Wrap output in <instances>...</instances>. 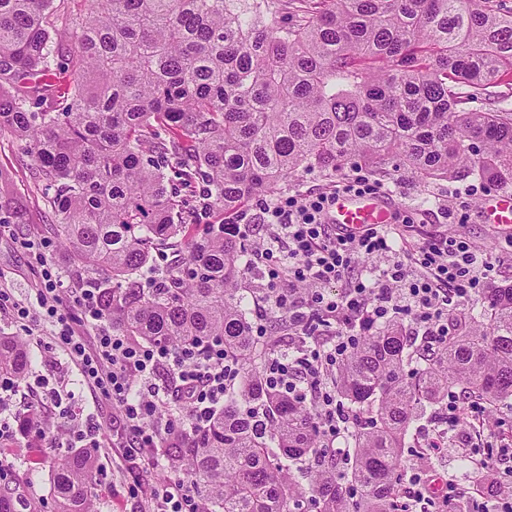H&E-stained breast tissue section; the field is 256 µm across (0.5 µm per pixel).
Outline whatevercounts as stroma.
<instances>
[{
    "mask_svg": "<svg viewBox=\"0 0 512 512\" xmlns=\"http://www.w3.org/2000/svg\"><path fill=\"white\" fill-rule=\"evenodd\" d=\"M35 168V162L24 146L10 133L0 132V224L12 228L11 234L0 236V272L12 280L14 293L18 296L26 295L38 280L37 273L30 266V256L22 246L24 240L50 241V261L65 271L67 278L76 276L75 271L68 268L63 246L54 240L51 226L56 221L55 213L46 201ZM475 182V177L465 176L427 186L404 170L391 172L382 180L389 197L397 204V213L412 218L413 225L408 234L413 240L419 242L432 235L446 234L467 238L493 265L495 284H510L512 252L504 247V230L482 222L480 206L487 192L480 189L476 193H468V186ZM424 195L430 196V203L416 205V198ZM461 211L467 213V223H450L449 214ZM26 342L33 360L32 375L18 382L11 402L13 413L26 412L35 401L33 384L38 375L60 380L71 397L46 417V427L38 447H27L25 439L18 434L0 439V454L14 460L6 475L0 477V491L23 489L26 497L40 502L42 512H54L49 472L53 463L70 453L72 447L60 431L90 420L101 427L98 435L102 444L99 453L102 467L99 512H140V499L129 492L134 478L129 473L128 464L120 457L118 449L111 446L116 414L83 383L79 371L65 356L45 349L42 337L30 336ZM444 417L442 406L426 407L415 437L404 451V468L408 471H431L454 480L461 488L472 487L479 480L478 473L459 467L460 444L468 433L466 425H456L449 431L448 447L442 454L428 457L423 453L434 424L443 421Z\"/></svg>",
    "mask_w": 512,
    "mask_h": 512,
    "instance_id": "35a3bbf8",
    "label": "stroma"
}]
</instances>
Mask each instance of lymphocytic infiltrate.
<instances>
[{"instance_id":"f902f5d3","label":"lymphocytic infiltrate","mask_w":512,"mask_h":512,"mask_svg":"<svg viewBox=\"0 0 512 512\" xmlns=\"http://www.w3.org/2000/svg\"><path fill=\"white\" fill-rule=\"evenodd\" d=\"M381 190V183L359 175L329 192L260 205L253 222L243 227L266 270L268 300L287 316L292 329L312 340L303 356L270 359L267 382L291 393L309 388L323 444L340 458L348 454L341 446L346 425L342 403L325 381L329 370L343 365L362 336L395 315L409 318L432 342L447 341L449 305L480 296L490 279L491 267L477 247L450 235L406 242L401 259L378 278L367 280L356 273L360 255L392 252L397 228L343 233L327 223L326 215L337 193ZM25 247L41 268L40 279L19 299L10 279L0 273V317L28 333L51 322L50 348L67 355L86 385L120 416L113 447L130 465H159L158 440L205 423L237 380V359L225 353L220 341L202 351L141 343L118 334L100 311L94 282L71 283L33 242ZM335 284L341 292H332ZM162 369L173 372L181 397L191 406L189 416L168 412L163 396L153 390L131 399L135 380H148ZM145 504V512H201L191 483L151 490Z\"/></svg>"}]
</instances>
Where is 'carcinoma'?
Masks as SVG:
<instances>
[{"label": "carcinoma", "instance_id": "1", "mask_svg": "<svg viewBox=\"0 0 512 512\" xmlns=\"http://www.w3.org/2000/svg\"><path fill=\"white\" fill-rule=\"evenodd\" d=\"M511 82L512 0H0V132L33 157L53 233L103 316L144 342L221 339L241 361L224 407L171 459L199 477L205 512H297L291 469L310 454L316 512H394L426 406L455 386L488 408L512 400L511 284L415 358L389 320L336 376L358 409L337 470L304 397L267 384L277 350L252 336L237 231L300 172L511 189L512 95L498 91ZM145 275L159 287H138ZM31 369L23 339L0 335V376ZM36 422L18 419L33 444ZM99 475L84 449L52 467L55 512H98ZM0 512L40 510L0 492Z\"/></svg>", "mask_w": 512, "mask_h": 512}]
</instances>
